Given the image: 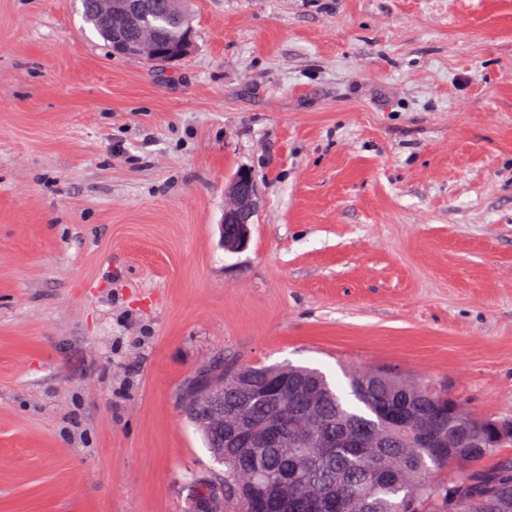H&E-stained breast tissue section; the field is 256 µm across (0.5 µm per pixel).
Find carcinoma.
<instances>
[{
  "label": "carcinoma",
  "instance_id": "carcinoma-1",
  "mask_svg": "<svg viewBox=\"0 0 512 512\" xmlns=\"http://www.w3.org/2000/svg\"><path fill=\"white\" fill-rule=\"evenodd\" d=\"M83 20L106 41H111V17L98 0H82ZM124 39L154 37L153 66L170 63L182 36L192 29L185 2L179 0H125ZM236 370L248 386L260 388L279 376L288 377L293 398L280 402H245L234 377H224V420L234 425L241 418L255 423L277 422L288 436L307 411L305 389L319 391L313 409V432L336 441L334 448H263L248 456L203 423L204 410L184 393L188 418L202 435L213 461L224 472L213 476L223 484L218 497L203 504L188 503V512H226L234 503L248 512L250 486L272 484L282 471L292 475L294 489L318 490L336 502L334 512H512V457L501 454L487 424L459 399L442 398L428 383L411 380L384 368L360 369L348 374L340 388L328 377L303 366H255L240 363ZM427 428L447 441L445 448H428L421 438ZM490 465H484V462ZM452 467L448 477L431 481L432 471Z\"/></svg>",
  "mask_w": 512,
  "mask_h": 512
}]
</instances>
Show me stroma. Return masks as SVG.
Instances as JSON below:
<instances>
[{"label": "stroma", "instance_id": "35a3bbf8", "mask_svg": "<svg viewBox=\"0 0 512 512\" xmlns=\"http://www.w3.org/2000/svg\"><path fill=\"white\" fill-rule=\"evenodd\" d=\"M191 3L156 69L0 0V512H185L220 355L512 418V0ZM221 241L229 253L243 251L249 243L253 218L259 206V187L248 171H239L225 185Z\"/></svg>", "mask_w": 512, "mask_h": 512}]
</instances>
